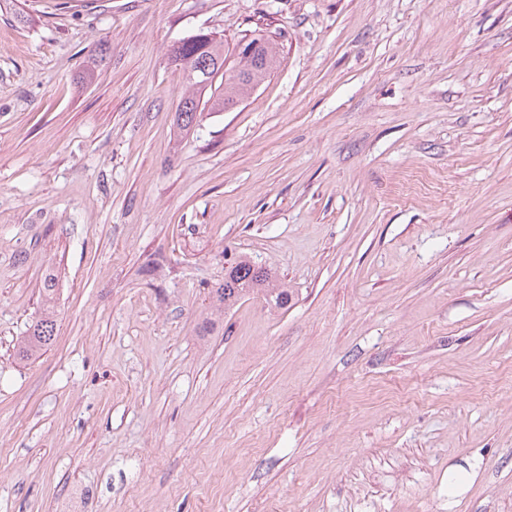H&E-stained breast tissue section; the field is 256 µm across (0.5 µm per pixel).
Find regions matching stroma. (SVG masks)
I'll return each instance as SVG.
<instances>
[{
	"label": "stroma",
	"instance_id": "1",
	"mask_svg": "<svg viewBox=\"0 0 512 512\" xmlns=\"http://www.w3.org/2000/svg\"><path fill=\"white\" fill-rule=\"evenodd\" d=\"M0 512H512V0H0ZM250 40L258 43V48L249 39L241 41L236 49V55L241 59L235 58L228 66L224 39L214 32L201 31L179 48L173 47L171 60L186 72L185 90L180 100L183 108H178L177 112V126L181 130L189 131L199 125L202 109L198 111V106L201 95L208 89L212 90V76L221 73V83L217 89L224 78V93L216 97L212 93L205 103L212 101L211 110L222 112L248 96L277 66L280 48L276 41L261 34ZM227 265V266H226ZM276 277L261 263L237 252H224V281L211 288V307L224 312L249 295L262 294L268 304L277 308L288 307L292 292L277 286ZM58 285V275L50 270L45 275L41 288L42 306L40 313L25 332V336H19L15 344V355L20 362H27L32 359L55 340Z\"/></svg>",
	"mask_w": 512,
	"mask_h": 512
}]
</instances>
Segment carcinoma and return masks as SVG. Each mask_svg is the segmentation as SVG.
Instances as JSON below:
<instances>
[{
    "label": "carcinoma",
    "instance_id": "obj_1",
    "mask_svg": "<svg viewBox=\"0 0 512 512\" xmlns=\"http://www.w3.org/2000/svg\"><path fill=\"white\" fill-rule=\"evenodd\" d=\"M258 44L249 58L234 59L226 64L228 52L224 39L214 32L201 31L171 51V60L186 72V84L177 112V126L185 131L199 125L202 111L198 110L201 95L212 88V76L224 78V92L209 96L211 110L222 112L235 106L261 84L277 66L279 44L258 34L251 38ZM224 281L210 290L211 307L222 312L241 299L254 294L277 308H285L292 301V292L274 284L275 274L257 261L237 252L224 251ZM59 279L49 271L43 280L42 306L36 320L15 344L17 360L26 362L50 346L56 337V299Z\"/></svg>",
    "mask_w": 512,
    "mask_h": 512
}]
</instances>
